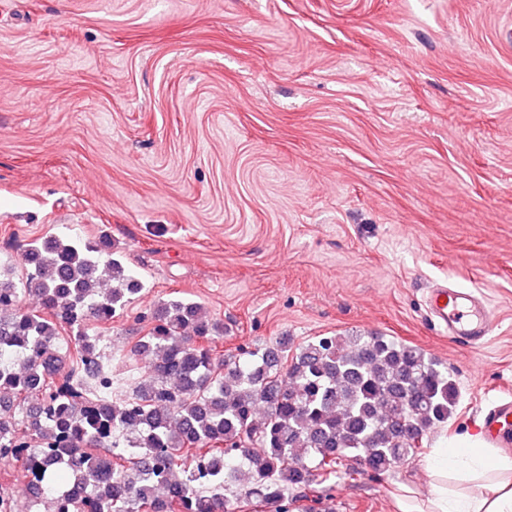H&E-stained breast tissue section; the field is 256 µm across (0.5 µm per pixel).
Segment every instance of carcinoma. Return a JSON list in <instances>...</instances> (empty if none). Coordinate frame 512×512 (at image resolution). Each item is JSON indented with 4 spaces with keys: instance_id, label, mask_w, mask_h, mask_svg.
Masks as SVG:
<instances>
[{
    "instance_id": "obj_1",
    "label": "carcinoma",
    "mask_w": 512,
    "mask_h": 512,
    "mask_svg": "<svg viewBox=\"0 0 512 512\" xmlns=\"http://www.w3.org/2000/svg\"><path fill=\"white\" fill-rule=\"evenodd\" d=\"M0 274V459L22 464L23 494L60 512H224L221 491L290 512L313 481L316 512L344 462L381 475L448 426L459 391L448 367L391 336H315L241 350L185 298L154 305L128 350L151 368L121 392L99 330L142 293L106 242L51 237ZM33 295L37 305L19 307ZM66 346L68 357L60 353Z\"/></svg>"
}]
</instances>
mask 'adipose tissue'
Here are the masks:
<instances>
[{
    "mask_svg": "<svg viewBox=\"0 0 512 512\" xmlns=\"http://www.w3.org/2000/svg\"><path fill=\"white\" fill-rule=\"evenodd\" d=\"M428 493L398 486L397 512H512V457L467 434L427 460Z\"/></svg>",
    "mask_w": 512,
    "mask_h": 512,
    "instance_id": "obj_1",
    "label": "adipose tissue"
}]
</instances>
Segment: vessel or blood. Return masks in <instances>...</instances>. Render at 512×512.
Segmentation results:
<instances>
[{
  "mask_svg": "<svg viewBox=\"0 0 512 512\" xmlns=\"http://www.w3.org/2000/svg\"><path fill=\"white\" fill-rule=\"evenodd\" d=\"M426 305L434 326L473 347L484 344L496 324L486 301L471 291L441 285L428 291ZM510 427L512 401L493 405L483 416L482 430L491 443H500Z\"/></svg>",
  "mask_w": 512,
  "mask_h": 512,
  "instance_id": "obj_1",
  "label": "vessel or blood"
}]
</instances>
